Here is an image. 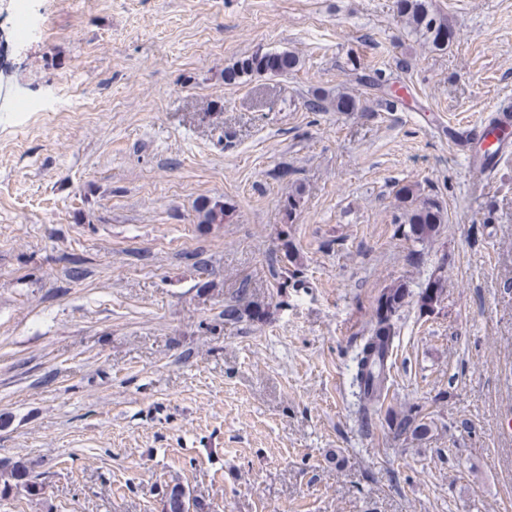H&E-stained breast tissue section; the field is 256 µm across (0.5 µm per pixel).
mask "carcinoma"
<instances>
[{
    "mask_svg": "<svg viewBox=\"0 0 512 512\" xmlns=\"http://www.w3.org/2000/svg\"><path fill=\"white\" fill-rule=\"evenodd\" d=\"M399 17L425 43L437 49L448 47V18L430 8L427 0H398ZM299 65V59L288 51L275 53H255L238 60L224 69V82L232 83L244 75H282L293 71ZM331 107L338 112H356L362 108L358 96L339 93L330 101ZM403 212L397 223L407 227L404 235L415 242H422L435 235L440 224L444 223V211L438 200L424 195L416 185L404 186L398 191ZM196 211L201 224H222L230 217V207L220 201L203 198L198 202ZM410 290L402 283L384 289L376 300L373 319L368 335L362 337L356 356L354 382L359 390L360 412L369 416L378 411L383 392L388 382L389 370L381 376H373L370 370L372 357L394 348L400 328L397 315ZM441 295V278L436 277L421 292L422 304L434 307ZM224 321L241 322L243 319L259 320L265 315L261 305L247 299V289H238L235 299L224 303L222 312ZM390 427L399 435L420 438L430 431V424L416 411L395 414L390 419ZM8 478L0 481V498L7 497L21 488L28 495L40 493V485L30 477V469L23 462L14 463L7 472ZM163 512H210V505L193 496L189 489L176 483L163 495Z\"/></svg>",
    "mask_w": 512,
    "mask_h": 512,
    "instance_id": "obj_1",
    "label": "carcinoma"
}]
</instances>
